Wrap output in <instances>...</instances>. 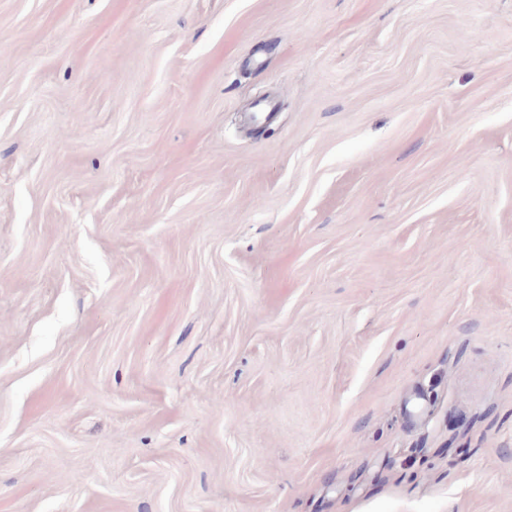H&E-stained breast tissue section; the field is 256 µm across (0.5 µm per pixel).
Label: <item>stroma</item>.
<instances>
[{
	"label": "stroma",
	"mask_w": 512,
	"mask_h": 512,
	"mask_svg": "<svg viewBox=\"0 0 512 512\" xmlns=\"http://www.w3.org/2000/svg\"><path fill=\"white\" fill-rule=\"evenodd\" d=\"M0 512H512V0H0Z\"/></svg>",
	"instance_id": "1"
}]
</instances>
